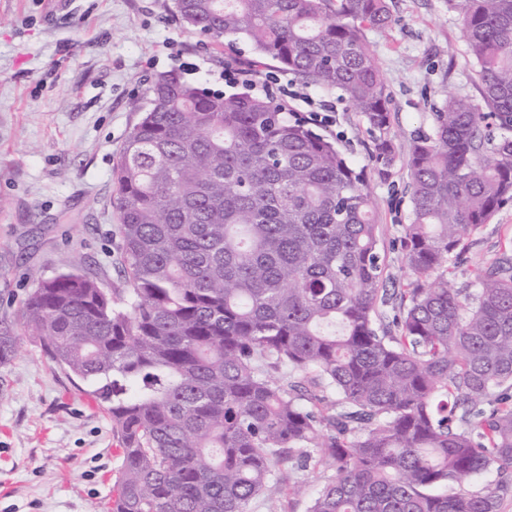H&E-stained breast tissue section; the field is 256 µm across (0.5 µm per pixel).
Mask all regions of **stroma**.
Masks as SVG:
<instances>
[{"label": "stroma", "mask_w": 512, "mask_h": 512, "mask_svg": "<svg viewBox=\"0 0 512 512\" xmlns=\"http://www.w3.org/2000/svg\"><path fill=\"white\" fill-rule=\"evenodd\" d=\"M391 27L365 34L390 95L392 164L376 162L373 136L338 90L307 89L329 101L336 121L318 126L357 166L379 203V245L387 287L405 288L401 237L410 222L407 159L431 134L448 95L478 98L456 0H391ZM254 63L244 38L215 43L176 17L174 0H0V313L19 314L42 279L79 270L105 287L124 285L112 170L148 105L159 72L228 91L224 60ZM512 255V205L474 232L454 278L475 285L478 271ZM112 425L85 382L68 378L38 341L22 337L0 368V512H92L112 496L121 465ZM327 469L305 473L302 490L270 479L251 512H308Z\"/></svg>", "instance_id": "stroma-1"}]
</instances>
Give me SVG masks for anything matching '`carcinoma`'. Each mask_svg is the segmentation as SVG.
<instances>
[{
	"mask_svg": "<svg viewBox=\"0 0 512 512\" xmlns=\"http://www.w3.org/2000/svg\"><path fill=\"white\" fill-rule=\"evenodd\" d=\"M175 7L340 90L393 161L365 35L389 0ZM460 10L480 102L448 98L410 152L408 288L385 286L374 193L334 141L246 89L156 74L113 170L126 287L62 273L0 316V368L35 336L108 415L123 445L109 512H249L315 457L334 475L309 512H499L512 496V259L471 292L451 270L512 202V0ZM493 467V488L464 486Z\"/></svg>",
	"mask_w": 512,
	"mask_h": 512,
	"instance_id": "cac0c4a2",
	"label": "carcinoma"
}]
</instances>
